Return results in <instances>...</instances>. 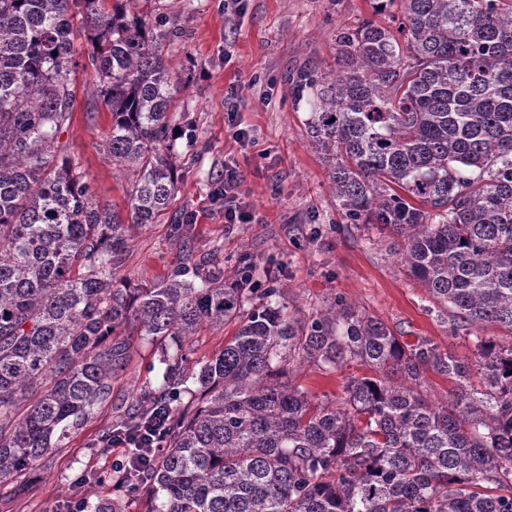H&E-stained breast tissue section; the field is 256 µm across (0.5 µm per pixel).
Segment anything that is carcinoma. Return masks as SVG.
<instances>
[{"instance_id":"cac0c4a2","label":"carcinoma","mask_w":512,"mask_h":512,"mask_svg":"<svg viewBox=\"0 0 512 512\" xmlns=\"http://www.w3.org/2000/svg\"><path fill=\"white\" fill-rule=\"evenodd\" d=\"M133 0H0V478L37 465L112 398L129 328L176 353L123 427L170 414L167 449L127 471L149 512H512V0H372L393 11L336 32L338 74L310 67L288 96L330 163L351 224L397 243L400 262L474 336L475 362L415 344L340 301L297 319L280 289L195 260L150 286L113 280L132 226L180 190L178 83L167 15ZM81 17L87 56L73 58ZM111 115L102 144L126 214L61 146L77 67ZM238 324L186 383V344ZM367 369L336 405L292 383L297 364ZM448 380L444 402L423 390Z\"/></svg>"}]
</instances>
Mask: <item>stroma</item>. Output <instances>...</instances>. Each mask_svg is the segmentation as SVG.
<instances>
[{
	"label": "stroma",
	"instance_id": "1",
	"mask_svg": "<svg viewBox=\"0 0 512 512\" xmlns=\"http://www.w3.org/2000/svg\"><path fill=\"white\" fill-rule=\"evenodd\" d=\"M369 17L389 21L373 14L369 0H242L233 17L225 14L224 0H187L179 34L165 52L172 70H191L172 119L192 123L195 140L177 143L183 183L170 212L194 215L188 238L196 256L228 273L250 259L259 288L276 278L289 312L308 315L340 300L400 330L407 342L425 338L470 359L471 337L455 329L408 276L393 239L377 228L347 223L329 191L328 168L307 137L309 107L285 92L288 79L304 68L335 73L337 30ZM75 85L72 123L61 141L80 159L97 200L123 205L124 181L101 150L111 116L93 94L89 73L77 71ZM237 129L244 130L242 139L233 138ZM228 162L240 174L251 223H225L224 204L213 195ZM183 247L170 223L133 230L115 276L133 285L155 282L181 263ZM234 331L231 324L202 329L189 342L185 370L198 369L223 350ZM124 343L125 367L112 379L111 403L37 468L0 481V512H72L75 501L90 508L111 499L122 502V512H149L150 488L113 487L114 457L96 448L133 398L161 382V345L138 335ZM362 372L354 361L331 372L305 363L292 381L330 404L340 400L347 378Z\"/></svg>",
	"mask_w": 512,
	"mask_h": 512
}]
</instances>
